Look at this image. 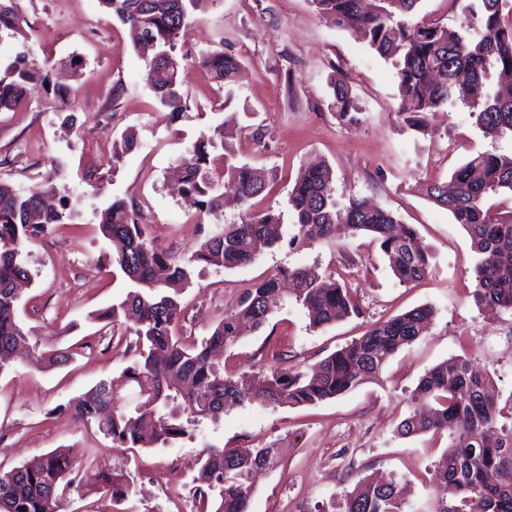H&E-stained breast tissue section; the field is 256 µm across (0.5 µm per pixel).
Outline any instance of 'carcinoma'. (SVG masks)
Listing matches in <instances>:
<instances>
[{
    "instance_id": "obj_1",
    "label": "carcinoma",
    "mask_w": 512,
    "mask_h": 512,
    "mask_svg": "<svg viewBox=\"0 0 512 512\" xmlns=\"http://www.w3.org/2000/svg\"><path fill=\"white\" fill-rule=\"evenodd\" d=\"M121 24L152 48L145 81L158 102L171 112L185 108V68L178 45L188 25L185 0H100ZM316 11L343 30L358 33L380 58L392 63L401 100L412 105L407 125L424 134L428 116L444 107L462 105L482 135L493 141L512 133V0H468L470 23L450 33L443 24L414 21L420 0H310ZM26 19L19 0H0V31L19 32ZM198 62L224 90L234 94L242 70L239 56L202 50ZM49 82L17 52L0 69V112L15 111L25 101L28 85ZM331 107L348 128L361 121L351 88L330 79ZM213 138L201 136L170 168L186 196L210 215L228 201L241 209L240 221L217 229L191 256V261L233 270L253 262L282 240L281 214L257 213L251 200L274 181L270 171L238 163L227 154L210 156ZM512 194V153L483 152L457 166L450 182L430 184L429 196L443 205L467 232L477 255L473 301L488 311L512 312V211L499 214L486 203L489 195ZM53 186L27 194L0 181V374L28 360L40 343L18 315L16 284L29 279L23 258L27 243L71 220L75 209L56 205ZM296 233L289 244L312 246L335 237L342 224L353 235L379 243L398 284H411L432 271L433 256L416 229L399 224L391 211L348 193L336 198L333 170L318 163L301 165L288 194ZM100 231L112 244V262L129 282L118 303L89 319L110 327L111 336L135 341L125 353L132 362L116 378L54 409L87 423L119 447L168 445L189 434L188 426L218 422L224 407L258 403L300 407L337 398L379 377L389 359L415 342L435 315L431 305L378 321L359 338L308 370L275 368L242 380L224 375L213 353L234 345L247 324L264 328L282 302L281 283L306 311L309 326L319 329L362 313L356 291L316 267L279 270L248 286L236 306L209 336L187 346L174 329L184 318L179 301L190 284V272L150 237L140 208L115 197L101 210ZM71 358L65 348L45 352L43 365L62 366ZM135 390L133 408L112 411L117 391ZM413 409L397 426L399 435H448V448L433 462L446 498L431 512H512V398L500 403L494 379L458 356L431 367L409 397ZM277 463L269 444L243 448L210 445L198 460L194 477L198 512H248L254 474ZM80 461L62 448L36 456L9 470L0 469V512H63L74 493L91 489L82 483ZM101 487L112 499L125 497L134 484L128 474L100 472ZM335 512H405L403 487L359 478L356 488L338 498Z\"/></svg>"
}]
</instances>
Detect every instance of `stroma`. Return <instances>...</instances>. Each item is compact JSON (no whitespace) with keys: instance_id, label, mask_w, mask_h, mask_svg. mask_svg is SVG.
Here are the masks:
<instances>
[{"instance_id":"1","label":"stroma","mask_w":512,"mask_h":512,"mask_svg":"<svg viewBox=\"0 0 512 512\" xmlns=\"http://www.w3.org/2000/svg\"><path fill=\"white\" fill-rule=\"evenodd\" d=\"M27 17L22 34L0 32V60L27 44L33 62L49 72L51 86H33L25 105L0 112V180L20 192L52 182L74 204L77 218L56 225L49 240L27 246L31 281L21 291L19 316L43 342L74 347L67 364L39 369L21 365L0 375V468L10 469L61 446L77 451L88 482L109 467L136 480L121 502L105 490L72 497L64 512H186V485L206 445L238 448L274 443L277 465L255 479L250 512H331L335 497L352 490L349 465L364 473L412 484L407 512H430L443 495L431 474L447 438L396 432L409 411L408 393L429 368L457 356L493 376L502 398L512 397V350L501 337L512 330V313L478 310L471 293L476 256L461 225L426 193L432 181H448L471 155L512 152V137L485 139L464 107L436 113L421 134L399 115L395 71L350 32L327 23L310 0H201L188 8L190 26L180 42L188 60L185 112L160 105L145 82L146 61L127 27L99 0H20ZM203 49H223L244 61L233 99H225L206 71L192 64ZM344 76L364 114L356 128L343 126L330 107L329 80ZM76 97L75 124L57 110L53 85ZM261 124L273 141L264 148L229 132L239 161L275 168L273 190L253 201L257 211L281 212L284 236L294 232L288 191L300 165L328 161L338 193H357L392 211L417 230L433 255L424 280L397 284L378 247L366 238L338 234L311 248L281 244L253 263L215 270L191 262L193 251L217 224L238 221L202 214L184 198L168 172L202 130L227 119ZM135 131L138 146L120 160L112 144ZM102 194H95V187ZM143 207L155 241L187 261L192 283L181 295L185 318L177 333L202 339L221 320L245 286L281 269L317 266L334 271L357 292L361 317L312 329L302 306L285 298L259 332L241 336L218 360L229 376L270 372L278 357L310 366L361 336L370 322L429 304L435 316L426 332L400 349L378 379L342 396L304 407L236 406L218 423L203 422L195 438L169 446L116 449L83 421L53 416L58 405L116 377L129 364L124 344L110 342L91 312L127 292L99 232L107 199Z\"/></svg>"}]
</instances>
